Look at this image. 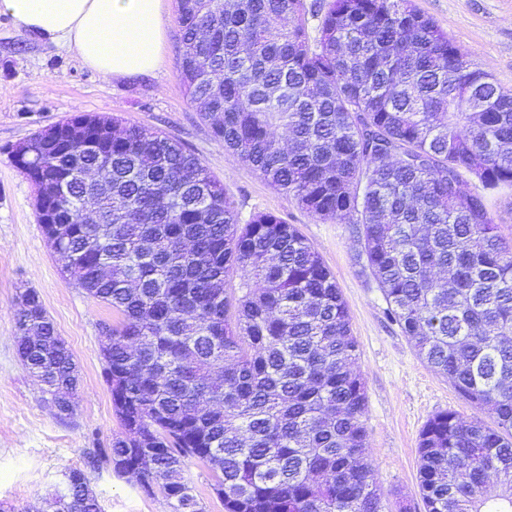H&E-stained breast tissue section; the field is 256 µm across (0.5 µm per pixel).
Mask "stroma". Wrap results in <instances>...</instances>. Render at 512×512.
Wrapping results in <instances>:
<instances>
[{
  "mask_svg": "<svg viewBox=\"0 0 512 512\" xmlns=\"http://www.w3.org/2000/svg\"><path fill=\"white\" fill-rule=\"evenodd\" d=\"M465 54L512 91V0H413ZM169 22L162 61L148 76L105 81L75 52L0 15V512H43L44 502L83 470L104 512H172L163 493L148 496L135 478L87 458L122 430L102 374L99 325L119 315L75 286L62 272L38 222L31 182L9 151L41 127L83 112L117 116L181 142L221 182L241 222L259 212L296 225L320 254L347 303L359 343L356 369L366 387L363 422L385 512L419 493V436L437 413H474L445 377L416 354L394 322L381 289L357 259L352 227L312 217L255 169L225 151L196 104L186 96L179 64L177 0H167ZM35 290L80 370L71 416L59 417L16 351L17 298Z\"/></svg>",
  "mask_w": 512,
  "mask_h": 512,
  "instance_id": "1",
  "label": "stroma"
}]
</instances>
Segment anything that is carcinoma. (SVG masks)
Wrapping results in <instances>:
<instances>
[{
  "label": "carcinoma",
  "instance_id": "carcinoma-1",
  "mask_svg": "<svg viewBox=\"0 0 512 512\" xmlns=\"http://www.w3.org/2000/svg\"><path fill=\"white\" fill-rule=\"evenodd\" d=\"M178 12L185 91L224 150L312 216L354 225L417 355L496 419L427 422L426 512H512V239L465 188L512 186V92L411 0H178ZM86 118L97 148L42 128L20 172L54 213L42 229L70 280L121 315L102 325L101 355L123 432L102 456L148 495L161 473L174 512H202L183 477L192 459L225 512H382L358 342L318 252L271 213L239 225L180 142ZM94 168L101 185L85 179ZM22 298L18 354L67 417L73 353L37 292ZM49 508L103 512L78 469Z\"/></svg>",
  "mask_w": 512,
  "mask_h": 512
}]
</instances>
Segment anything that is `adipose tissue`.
I'll list each match as a JSON object with an SVG mask.
<instances>
[{
	"label": "adipose tissue",
	"mask_w": 512,
	"mask_h": 512,
	"mask_svg": "<svg viewBox=\"0 0 512 512\" xmlns=\"http://www.w3.org/2000/svg\"><path fill=\"white\" fill-rule=\"evenodd\" d=\"M0 14L64 43L106 81L149 75L162 58L164 0H0Z\"/></svg>",
	"instance_id": "adipose-tissue-1"
}]
</instances>
